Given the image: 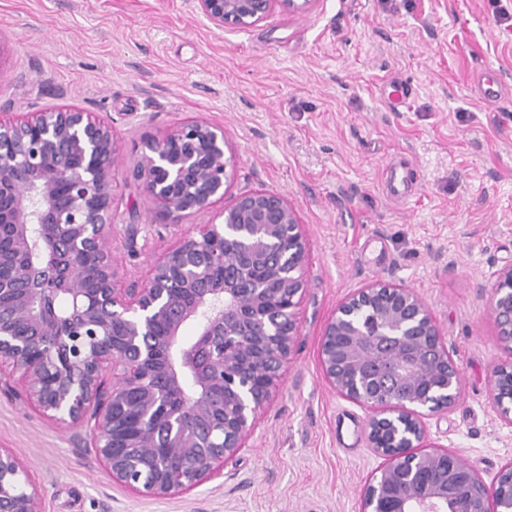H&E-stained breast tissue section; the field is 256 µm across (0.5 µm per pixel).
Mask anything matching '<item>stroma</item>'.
Returning a JSON list of instances; mask_svg holds the SVG:
<instances>
[{"label": "stroma", "mask_w": 512, "mask_h": 512, "mask_svg": "<svg viewBox=\"0 0 512 512\" xmlns=\"http://www.w3.org/2000/svg\"><path fill=\"white\" fill-rule=\"evenodd\" d=\"M500 7L512 0H313L218 29L184 0H0V113L88 112L120 146L119 287L210 219L168 223L132 175L143 139L197 116L224 131L229 194L287 195L308 244L298 345L222 478L168 499L131 491L88 429H60L0 390V448L26 456L45 512H361L380 463L366 440L374 410L328 385L319 340L376 279L416 290L462 372L456 405L424 417L429 442L489 483L512 463V425L490 394L512 348L478 291L512 263V25ZM484 73L497 100L481 94ZM396 84L412 90L397 106Z\"/></svg>", "instance_id": "35a3bbf8"}]
</instances>
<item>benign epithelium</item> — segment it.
Returning <instances> with one entry per match:
<instances>
[{"label":"benign epithelium","mask_w":512,"mask_h":512,"mask_svg":"<svg viewBox=\"0 0 512 512\" xmlns=\"http://www.w3.org/2000/svg\"><path fill=\"white\" fill-rule=\"evenodd\" d=\"M218 29L251 25L280 4L191 0ZM204 118L147 138L134 169L171 224L211 222L150 264L128 288L112 263V182L120 147L88 112L54 109L0 119V385L69 430L92 423L95 457L112 480L167 498L223 476L270 401L299 336L307 242L281 193L224 201L232 160ZM486 307L512 344V265ZM194 329L188 343L186 327ZM340 396L374 414L367 441L386 463L362 490V512H512V465L496 482L430 449L423 410L455 406L461 370L412 288L376 280L341 301L320 338ZM493 398L512 425V361L493 371ZM0 512H44L22 455L0 448Z\"/></svg>","instance_id":"1"}]
</instances>
